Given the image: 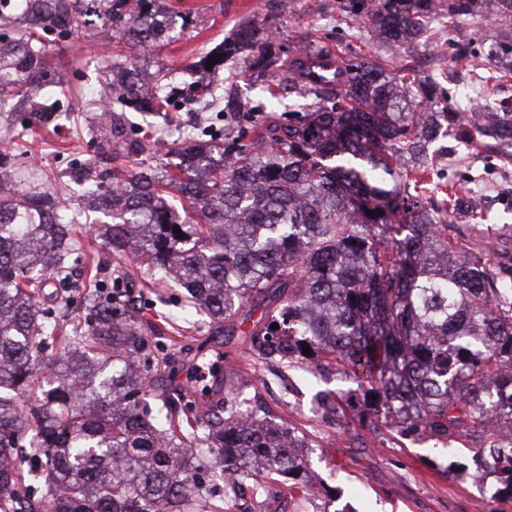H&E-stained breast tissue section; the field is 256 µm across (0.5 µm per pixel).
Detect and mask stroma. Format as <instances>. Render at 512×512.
Wrapping results in <instances>:
<instances>
[{"instance_id":"1","label":"stroma","mask_w":512,"mask_h":512,"mask_svg":"<svg viewBox=\"0 0 512 512\" xmlns=\"http://www.w3.org/2000/svg\"><path fill=\"white\" fill-rule=\"evenodd\" d=\"M438 16L420 40L390 47L379 40L373 27L351 13L348 0H170L185 16L171 43L144 49L142 66L146 79L160 71L186 66L194 58L222 43L243 22L256 21L274 34V50L284 57L299 46L337 52L343 64L382 63L394 76L409 74L432 83L439 98L453 100L462 112L461 128L438 138L431 148L433 164L422 177L434 191L429 206L442 205L448 189H456L470 204L469 210L451 213L466 246L489 254L495 270L512 266V144L483 136L477 129L476 103L490 99L499 115L512 120V74H503L489 54L492 45L512 38V13L472 0L471 9L448 22L449 0H436ZM104 20L92 14L87 24L69 39L53 46L50 66L64 75L69 85L81 86L83 96L74 122L56 132L40 127L29 133L23 145L28 161L50 176L56 193H65L71 181L70 155L96 154L99 147L90 136L96 105L102 98L115 58L112 42L104 37ZM245 104L235 117L217 112H172L157 119L158 128L180 131L206 129L219 138L238 137L251 144L255 134L271 124L296 122L313 110L314 97L296 89L282 88L281 72L259 74L240 64L224 66ZM123 266L134 269L124 293L147 318L176 324L180 330L175 380L196 384L193 357L198 346L211 340L205 315H187L180 289H164L155 295L147 288L148 272L126 258ZM224 349L237 370L236 390L257 397L278 416L316 437L309 467L317 488L337 491L336 508L350 512H512V502H496L489 486L475 483L467 473L449 468L454 459H471L465 446L455 453L441 451L434 441L389 436L374 439L356 417L344 429L334 428L318 414L313 397L321 390L339 387L337 376L314 375L285 367L255 369L246 357L242 334L225 337ZM288 492L283 486L261 494L245 491L226 500L224 512H286Z\"/></svg>"}]
</instances>
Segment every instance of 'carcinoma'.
<instances>
[{
    "mask_svg": "<svg viewBox=\"0 0 512 512\" xmlns=\"http://www.w3.org/2000/svg\"><path fill=\"white\" fill-rule=\"evenodd\" d=\"M116 44L171 39L181 14L163 0H98ZM389 44L433 19L429 0H349ZM85 0H0V114L31 116L14 128L54 127L74 104L58 97L64 78L47 53L79 30ZM254 23L196 67L224 68L239 48L247 69L284 67L302 83L304 63L283 65ZM139 57H125L101 107L107 139L121 108L166 112L170 85L145 100ZM317 86L318 105L299 125H270L253 146L224 147L189 133L171 142L174 169H96L74 159L72 188L86 220L103 225L112 254L135 257L153 283L185 289L220 335L243 331L255 367L280 364L335 372L356 385L328 391L379 438L401 435L448 447L480 440L472 462L497 465L494 498L512 500V277L450 233L446 216L402 180V158L425 171L432 137L423 85L397 84L377 64ZM40 167L0 153V512H224L236 487L218 474L251 478L259 490L283 483L291 500L316 493L304 472L311 437L269 411H241L224 389L172 384L176 353L156 361L162 326L144 321L94 273L73 278L66 200L45 188ZM178 190L192 213L169 203ZM179 227L181 234L174 232ZM83 294L82 319L60 334L47 292ZM257 321H252L256 310ZM278 328L273 329L271 325ZM311 349L303 354L304 347ZM57 356L46 359V352ZM25 456L28 468L16 465Z\"/></svg>",
    "mask_w": 512,
    "mask_h": 512,
    "instance_id": "carcinoma-1",
    "label": "carcinoma"
}]
</instances>
